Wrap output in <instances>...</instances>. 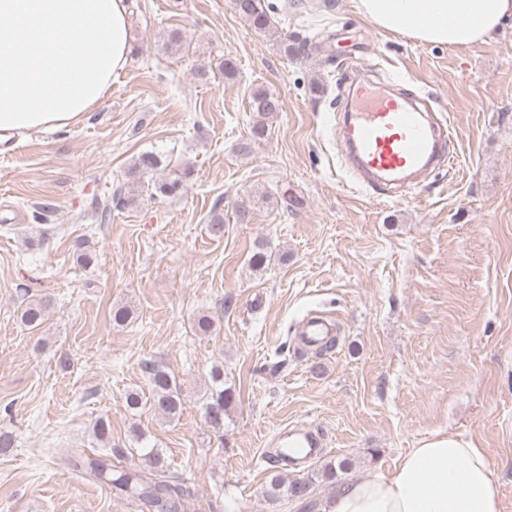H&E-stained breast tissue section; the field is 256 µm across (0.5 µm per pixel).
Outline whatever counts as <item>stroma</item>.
I'll return each mask as SVG.
<instances>
[{
	"label": "stroma",
	"mask_w": 512,
	"mask_h": 512,
	"mask_svg": "<svg viewBox=\"0 0 512 512\" xmlns=\"http://www.w3.org/2000/svg\"><path fill=\"white\" fill-rule=\"evenodd\" d=\"M138 2L107 97L77 125L0 144V430L16 439L0 512H138L59 464L97 447L99 418L113 444L162 449L193 488L185 512H300L264 496L265 453L299 420L325 446L288 478L342 460L386 471L454 432L484 448L512 512V21L453 48L377 28L354 0H265L266 33L233 0ZM173 28L188 51L168 47ZM290 37L306 51L285 53ZM227 55L233 79L198 78ZM355 68L406 79L455 133L452 165L400 198L354 189L341 166L330 126ZM257 87L282 109L255 141ZM150 150L191 168L184 189L141 193L130 167ZM119 188L135 204L101 221ZM28 298L47 305L34 332ZM316 312L338 331L320 357L297 336ZM144 358L176 376L180 417L127 410L126 392L148 388ZM217 364L233 392L220 433L200 401Z\"/></svg>",
	"instance_id": "35a3bbf8"
}]
</instances>
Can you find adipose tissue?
I'll return each instance as SVG.
<instances>
[{
    "instance_id": "1",
    "label": "adipose tissue",
    "mask_w": 512,
    "mask_h": 512,
    "mask_svg": "<svg viewBox=\"0 0 512 512\" xmlns=\"http://www.w3.org/2000/svg\"><path fill=\"white\" fill-rule=\"evenodd\" d=\"M376 27L423 44L488 42L512 0H355ZM130 53L126 0H0V131L22 134L81 121ZM325 512H501L484 449L434 434L387 472L341 483Z\"/></svg>"
}]
</instances>
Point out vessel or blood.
<instances>
[{
	"instance_id": "obj_1",
	"label": "vessel or blood",
	"mask_w": 512,
	"mask_h": 512,
	"mask_svg": "<svg viewBox=\"0 0 512 512\" xmlns=\"http://www.w3.org/2000/svg\"><path fill=\"white\" fill-rule=\"evenodd\" d=\"M349 109L339 132V146L359 183L381 187L395 196L413 175L435 168L449 155L447 130L424 112L416 94L393 87L372 94L369 80L356 78L348 88ZM334 333L325 317L308 319L301 328L315 342ZM283 453L296 461L315 456L320 442L299 422L281 434Z\"/></svg>"
}]
</instances>
